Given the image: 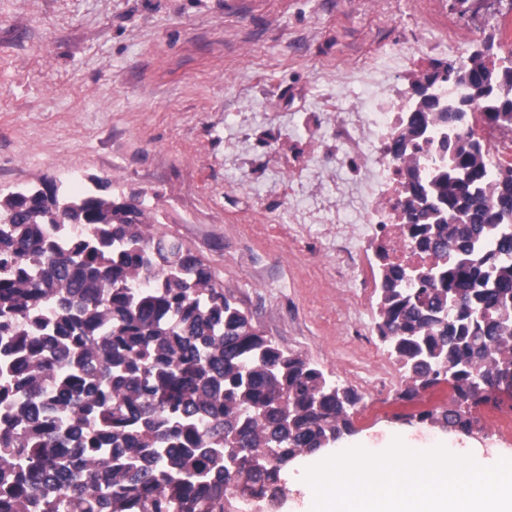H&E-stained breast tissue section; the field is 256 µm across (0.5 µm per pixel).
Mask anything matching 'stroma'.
<instances>
[{
	"label": "stroma",
	"mask_w": 512,
	"mask_h": 512,
	"mask_svg": "<svg viewBox=\"0 0 512 512\" xmlns=\"http://www.w3.org/2000/svg\"><path fill=\"white\" fill-rule=\"evenodd\" d=\"M512 7L482 0H0V192L39 186L139 195L152 222L199 255L253 326L361 397L352 439L398 430L512 456V433L473 414L467 435L417 415L375 307L349 308L332 224L361 249L370 146L336 127L407 101L432 61L494 41L512 55ZM391 373L392 387L377 383Z\"/></svg>",
	"instance_id": "obj_1"
}]
</instances>
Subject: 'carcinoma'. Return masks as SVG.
Returning a JSON list of instances; mask_svg holds the SVG:
<instances>
[{"label": "carcinoma", "mask_w": 512, "mask_h": 512, "mask_svg": "<svg viewBox=\"0 0 512 512\" xmlns=\"http://www.w3.org/2000/svg\"><path fill=\"white\" fill-rule=\"evenodd\" d=\"M458 76L482 121L512 128V67L472 50ZM446 101L404 112L386 153L401 226L429 268L387 263L378 336L406 400L448 382L421 422L469 433L512 395V167ZM427 163L426 175L417 173ZM0 197V512H233L286 494L288 463L353 432L357 391L254 328L203 260L106 193Z\"/></svg>", "instance_id": "obj_1"}]
</instances>
